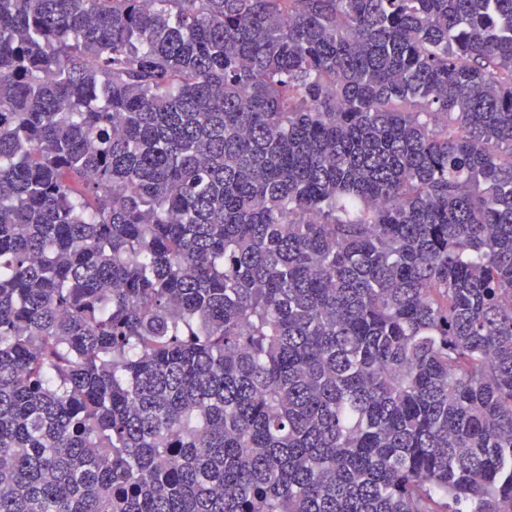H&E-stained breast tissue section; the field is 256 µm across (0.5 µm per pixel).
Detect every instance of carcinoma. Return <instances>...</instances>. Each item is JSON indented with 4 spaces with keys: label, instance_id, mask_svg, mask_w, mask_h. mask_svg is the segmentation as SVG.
Here are the masks:
<instances>
[{
    "label": "carcinoma",
    "instance_id": "1",
    "mask_svg": "<svg viewBox=\"0 0 512 512\" xmlns=\"http://www.w3.org/2000/svg\"><path fill=\"white\" fill-rule=\"evenodd\" d=\"M512 0H0V512H512Z\"/></svg>",
    "mask_w": 512,
    "mask_h": 512
}]
</instances>
